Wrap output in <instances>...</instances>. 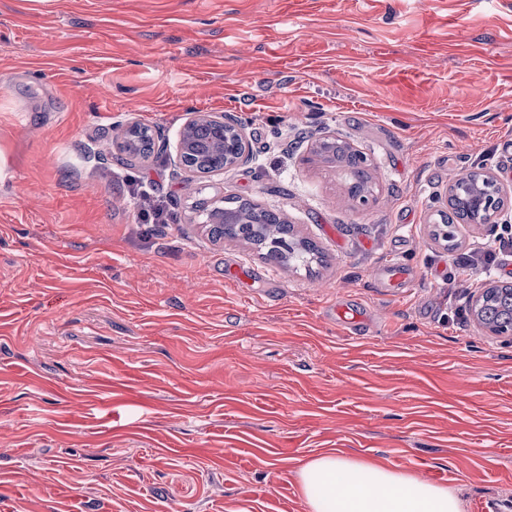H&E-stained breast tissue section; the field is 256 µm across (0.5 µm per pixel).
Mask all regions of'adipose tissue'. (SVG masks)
Returning <instances> with one entry per match:
<instances>
[{
    "label": "adipose tissue",
    "instance_id": "obj_1",
    "mask_svg": "<svg viewBox=\"0 0 512 512\" xmlns=\"http://www.w3.org/2000/svg\"><path fill=\"white\" fill-rule=\"evenodd\" d=\"M298 480L310 512H461L446 486L334 453L306 462Z\"/></svg>",
    "mask_w": 512,
    "mask_h": 512
}]
</instances>
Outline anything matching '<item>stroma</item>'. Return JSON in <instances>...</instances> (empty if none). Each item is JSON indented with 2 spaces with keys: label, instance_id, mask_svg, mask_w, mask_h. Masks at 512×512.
Listing matches in <instances>:
<instances>
[{
  "label": "stroma",
  "instance_id": "obj_1",
  "mask_svg": "<svg viewBox=\"0 0 512 512\" xmlns=\"http://www.w3.org/2000/svg\"><path fill=\"white\" fill-rule=\"evenodd\" d=\"M192 110L237 120L249 161L186 173ZM133 124L149 157L118 148ZM327 134L366 156L368 204L307 162ZM0 153V512H302L331 451L512 505V337L468 303L503 277L457 263L512 237V0H0ZM476 171L494 233L436 238ZM213 196L322 262L211 240Z\"/></svg>",
  "mask_w": 512,
  "mask_h": 512
}]
</instances>
